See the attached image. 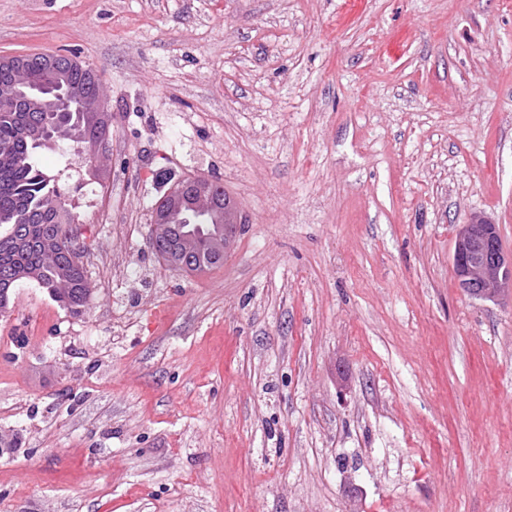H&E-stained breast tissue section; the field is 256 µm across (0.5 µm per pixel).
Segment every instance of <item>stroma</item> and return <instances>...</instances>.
I'll return each mask as SVG.
<instances>
[{"mask_svg":"<svg viewBox=\"0 0 512 512\" xmlns=\"http://www.w3.org/2000/svg\"><path fill=\"white\" fill-rule=\"evenodd\" d=\"M68 51L93 292L0 316V512H512V296L452 265L512 252V0H0V55ZM164 174L239 208L221 267L152 251ZM63 58H68L74 62L72 66V78L82 87L83 92L91 99L102 98V85L100 77L90 68L83 66L78 61L69 56L58 54ZM453 268L459 288L470 297L495 300L512 295V252L504 251L496 225L488 220L462 224L455 239Z\"/></svg>","mask_w":512,"mask_h":512,"instance_id":"1","label":"stroma"}]
</instances>
